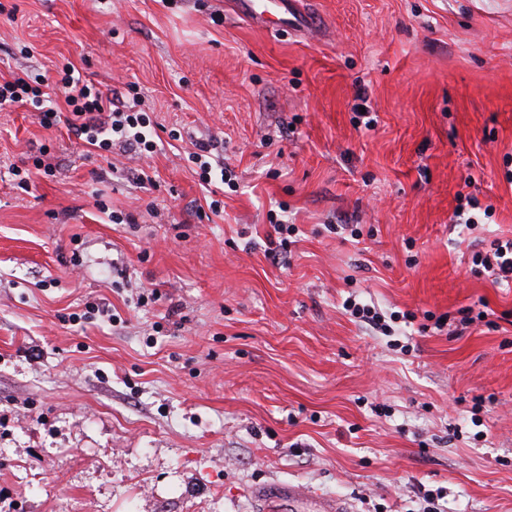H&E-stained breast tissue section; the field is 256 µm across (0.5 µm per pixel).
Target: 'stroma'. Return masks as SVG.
Instances as JSON below:
<instances>
[{"label": "stroma", "mask_w": 512, "mask_h": 512, "mask_svg": "<svg viewBox=\"0 0 512 512\" xmlns=\"http://www.w3.org/2000/svg\"><path fill=\"white\" fill-rule=\"evenodd\" d=\"M298 3L316 31L233 0H0V78L137 84L235 174L212 196L189 141L107 161L0 109V512H265L288 483L348 512H419L422 487L512 512V287L470 271L512 237V0ZM43 148L55 175L18 189ZM462 195L492 218L454 224ZM274 218L297 228L277 261ZM350 296L449 329L386 336ZM240 9L242 13L259 23L261 26L276 29L280 25L281 17L279 16L278 0H242ZM343 307L351 316L368 324L374 329H381L384 331L387 327L390 328V325L386 323L385 316L379 314V312L375 310V307L371 308L369 305H361L356 302L355 298L352 299V297H348L345 299ZM381 321H383V323H381Z\"/></svg>", "instance_id": "35a3bbf8"}]
</instances>
